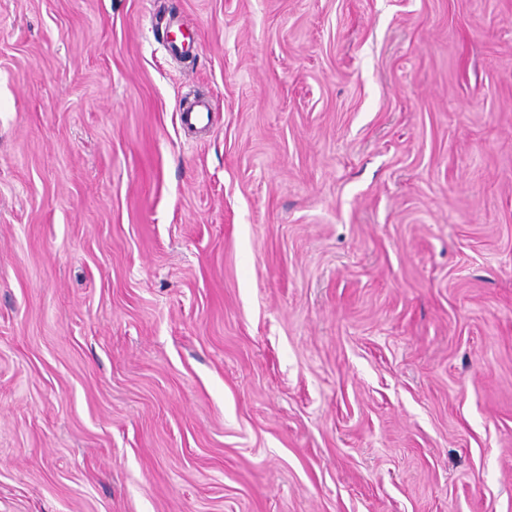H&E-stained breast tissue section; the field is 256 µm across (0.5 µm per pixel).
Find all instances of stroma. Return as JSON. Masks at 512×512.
Here are the masks:
<instances>
[{
    "label": "stroma",
    "instance_id": "stroma-1",
    "mask_svg": "<svg viewBox=\"0 0 512 512\" xmlns=\"http://www.w3.org/2000/svg\"><path fill=\"white\" fill-rule=\"evenodd\" d=\"M0 512H512V0H0Z\"/></svg>",
    "mask_w": 512,
    "mask_h": 512
}]
</instances>
